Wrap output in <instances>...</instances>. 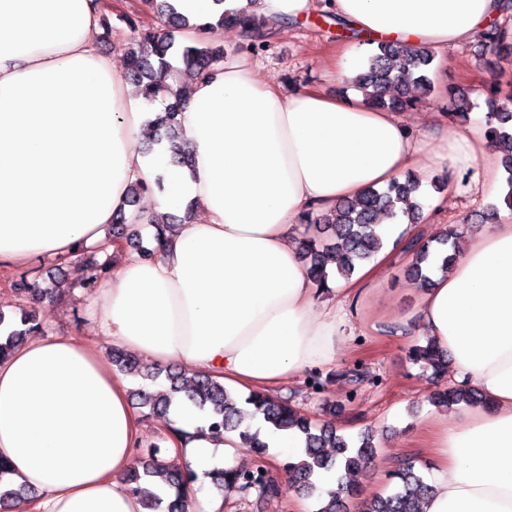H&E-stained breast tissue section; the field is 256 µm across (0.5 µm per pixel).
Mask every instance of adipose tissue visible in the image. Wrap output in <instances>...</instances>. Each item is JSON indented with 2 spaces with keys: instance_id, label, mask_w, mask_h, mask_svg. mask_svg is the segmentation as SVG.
Returning a JSON list of instances; mask_svg holds the SVG:
<instances>
[{
  "instance_id": "adipose-tissue-1",
  "label": "adipose tissue",
  "mask_w": 512,
  "mask_h": 512,
  "mask_svg": "<svg viewBox=\"0 0 512 512\" xmlns=\"http://www.w3.org/2000/svg\"><path fill=\"white\" fill-rule=\"evenodd\" d=\"M360 32L332 63L337 80L366 68L369 41L447 58L500 19L497 0H330ZM91 0H0V261L69 260L106 246L115 261L90 297L101 336L143 360H172L232 392L273 393L332 363L342 341L336 304L316 288L292 240L305 214L447 168L448 193L471 171L497 185L484 118L428 147L406 114L360 95L262 83L248 59L196 82L181 114L191 171L140 154L148 103L97 49ZM159 214L197 201L200 219L165 232L150 259L106 245L105 229L134 182L153 184ZM417 314L452 358L457 382L487 407L437 424L433 495L423 512H512V221L472 236L437 275ZM125 374L69 335L31 337L0 363V458L41 495L39 512H145L126 481L141 422ZM236 451L199 437L184 449L197 480L194 512H214L210 472Z\"/></svg>"
}]
</instances>
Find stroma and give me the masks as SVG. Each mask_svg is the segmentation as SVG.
<instances>
[{
  "mask_svg": "<svg viewBox=\"0 0 512 512\" xmlns=\"http://www.w3.org/2000/svg\"><path fill=\"white\" fill-rule=\"evenodd\" d=\"M97 46L102 54L112 58L116 70L125 67V47L135 30L164 31L165 24L143 0H108L99 11ZM210 44L223 47L225 57L243 56L254 65L259 79L275 87L315 85L330 95L351 92L348 83L336 81L328 63L339 47L336 28L328 21L313 23L312 19H293L271 35L268 48L255 52L249 47L248 35L238 27L213 26L208 36ZM455 64L446 68L435 64L430 73L433 88L420 96L408 109L412 127H425L431 112H447L458 93L469 94L474 103L473 114L489 110L486 90L498 84L512 87V53L495 54L480 43L465 44L453 52ZM447 176L446 171L434 173L432 180L422 184L425 204L436 206L437 219L443 223L469 222L473 230L485 229L482 218L491 196L471 190L468 180H461L459 193L449 195L436 189V182ZM409 262L406 253L393 252L382 270L377 285L382 295L378 306L355 311L344 305V344L335 361L323 366L321 373L329 382L323 393L312 394L305 388L304 378L285 384L276 393L301 413L323 421L332 404H342L335 424L339 432L357 436L363 430L375 434L377 451L370 469L361 479L364 497L372 498L389 490V475L405 460L421 464L428 459L427 434L435 417H456L462 406L442 408L429 401L436 386L430 371L411 363L410 349L426 343L427 336L417 316L421 291L405 276ZM39 272L43 277H55L67 286L66 297L55 303L39 304L38 310L55 333H68L97 345H104L91 321L88 290L74 286V264L48 259H36L18 266L0 262V313L13 318L21 299L16 286L23 275ZM363 366L379 377V384L352 387L344 372L354 364ZM299 496L284 488L279 499L266 501L257 494L221 496L216 512H291Z\"/></svg>",
  "mask_w": 512,
  "mask_h": 512,
  "instance_id": "1",
  "label": "stroma"
}]
</instances>
